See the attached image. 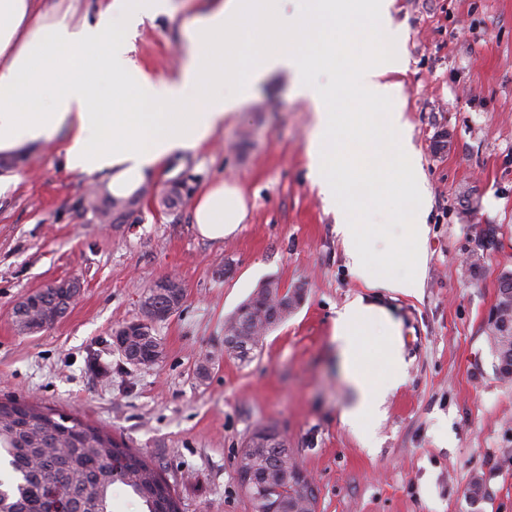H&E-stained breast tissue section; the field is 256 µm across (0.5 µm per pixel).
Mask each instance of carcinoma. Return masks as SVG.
Returning <instances> with one entry per match:
<instances>
[{"instance_id": "1", "label": "carcinoma", "mask_w": 512, "mask_h": 512, "mask_svg": "<svg viewBox=\"0 0 512 512\" xmlns=\"http://www.w3.org/2000/svg\"><path fill=\"white\" fill-rule=\"evenodd\" d=\"M190 192L183 180H175L160 197L167 209L182 203ZM137 200L114 199L104 208L97 198L84 199V208L100 220L116 224L113 209L131 212ZM63 289L45 288L33 304L14 309L17 325L25 330L31 320L58 310ZM279 283L268 281L238 306L229 318L225 340H238L242 348L232 350L240 360L259 346L263 336L288 317L292 309L272 311L279 304ZM180 282L169 280V288L156 300L142 302L144 317L161 304L182 306ZM127 360L156 362L161 346L152 333L122 339ZM244 467L252 474L251 494L256 509L269 498H281L282 512H314L312 503L302 499L291 483L292 464L275 445L254 446L243 454ZM129 490L144 512H181L174 489L139 452L126 447L112 435L77 417L57 410L16 400L0 402V512H112V488Z\"/></svg>"}]
</instances>
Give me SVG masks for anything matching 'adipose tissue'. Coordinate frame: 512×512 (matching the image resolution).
<instances>
[{
  "label": "adipose tissue",
  "mask_w": 512,
  "mask_h": 512,
  "mask_svg": "<svg viewBox=\"0 0 512 512\" xmlns=\"http://www.w3.org/2000/svg\"><path fill=\"white\" fill-rule=\"evenodd\" d=\"M287 2L219 0L186 24L184 61L176 77L164 81L129 59V38L145 21L171 13L170 0H109L91 23L77 22L79 0H0V154L63 139L69 171L104 174L105 193L128 198L172 155L197 151L237 115L263 78L291 72L297 94L315 110L309 176L336 213L353 273L373 289L416 293L427 260V188L388 80L406 65L403 49L383 39L393 25L394 0H298L293 8ZM357 21L375 40L366 60L346 65L337 46ZM259 27L274 29L272 47L250 44ZM321 70L337 72L376 111L337 121L327 109L332 88L315 79ZM344 179L369 190L340 196ZM386 202L402 237L379 258L370 251L376 230L362 215ZM245 213L240 191L218 179L196 198L194 228L220 241ZM403 259L409 273L389 276L387 266ZM376 331L390 362L380 379L368 366L367 338ZM398 333L387 310L363 297L336 311L333 337L343 375L357 394L341 420L366 440L379 405L404 376L389 342Z\"/></svg>",
  "instance_id": "adipose-tissue-1"
}]
</instances>
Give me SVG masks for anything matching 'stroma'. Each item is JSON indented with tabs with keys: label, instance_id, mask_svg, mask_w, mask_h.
I'll use <instances>...</instances> for the list:
<instances>
[{
	"label": "stroma",
	"instance_id": "stroma-1",
	"mask_svg": "<svg viewBox=\"0 0 512 512\" xmlns=\"http://www.w3.org/2000/svg\"><path fill=\"white\" fill-rule=\"evenodd\" d=\"M215 0H171L139 26L130 56L168 78L184 59V21ZM408 58L392 74L429 191L427 262L417 294L368 288L351 270L336 217L313 185L308 101L282 72L198 151L171 157L128 221L103 225L82 205L95 176L68 171L61 142L0 169V399L37 402L108 430L156 465L183 512H254L236 461L260 426H276L317 486L315 512H512V377L495 371L485 315L512 272V0H395ZM184 175L235 184L247 215L210 241L193 199L160 206ZM80 278L64 317L20 331L32 289ZM178 278L186 300L156 322L162 353L127 364L113 331L142 318L145 289ZM273 280L302 300L254 355L224 348L226 320ZM399 323L404 379L364 443L341 421L355 394L333 340L355 297Z\"/></svg>",
	"mask_w": 512,
	"mask_h": 512
}]
</instances>
